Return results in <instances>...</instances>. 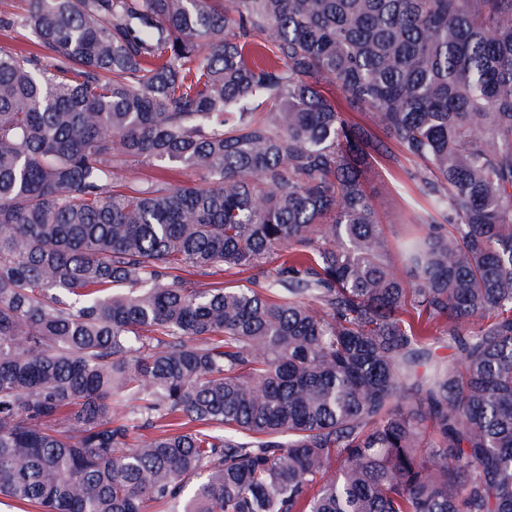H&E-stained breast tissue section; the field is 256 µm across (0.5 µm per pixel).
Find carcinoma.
<instances>
[{
    "instance_id": "1",
    "label": "carcinoma",
    "mask_w": 512,
    "mask_h": 512,
    "mask_svg": "<svg viewBox=\"0 0 512 512\" xmlns=\"http://www.w3.org/2000/svg\"><path fill=\"white\" fill-rule=\"evenodd\" d=\"M24 2L0 12V495L512 512V0ZM376 129L431 208L406 278ZM139 158L200 182L119 180ZM217 267L242 282L187 284Z\"/></svg>"
}]
</instances>
